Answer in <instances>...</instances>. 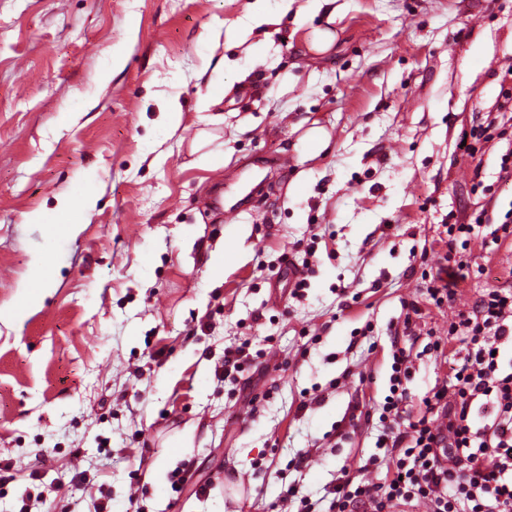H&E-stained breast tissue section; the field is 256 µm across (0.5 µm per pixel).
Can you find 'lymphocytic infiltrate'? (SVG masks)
Listing matches in <instances>:
<instances>
[{"mask_svg":"<svg viewBox=\"0 0 512 512\" xmlns=\"http://www.w3.org/2000/svg\"><path fill=\"white\" fill-rule=\"evenodd\" d=\"M482 217L469 224H448V250L500 245L512 235L502 222L483 235ZM470 266L458 260L440 266L421 300L407 302L404 335L425 307L451 308L447 337L428 330L427 347L451 360L441 384L423 398L418 417L404 416V385L411 374L410 352L391 349L389 393L379 404L381 432L369 455L354 472H343L328 499H311L298 483L286 497L297 512H393L424 507L425 512H512V290L489 288L468 307L457 308V284ZM382 472L372 483L368 473Z\"/></svg>","mask_w":512,"mask_h":512,"instance_id":"obj_1","label":"lymphocytic infiltrate"}]
</instances>
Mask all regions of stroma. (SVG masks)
I'll use <instances>...</instances> for the list:
<instances>
[{
    "label": "stroma",
    "mask_w": 512,
    "mask_h": 512,
    "mask_svg": "<svg viewBox=\"0 0 512 512\" xmlns=\"http://www.w3.org/2000/svg\"><path fill=\"white\" fill-rule=\"evenodd\" d=\"M338 2L331 19L266 0L278 23L239 44L247 0H0V312L37 261L51 273L41 306L0 321V512L53 480L49 512H89L69 482L92 465L110 512H287V480L317 499L372 453L378 416L352 408L387 395L392 344L418 353L411 415L445 378L426 337L394 331L445 254L441 224L492 229L512 207V0ZM318 30L336 35L321 56ZM305 120L331 137L311 162ZM64 195L95 206L59 217ZM464 259L462 301L512 288V245ZM245 340L265 366L218 382ZM300 451L303 473L264 472ZM220 473L246 495L196 497Z\"/></svg>",
    "instance_id": "35a3bbf8"
}]
</instances>
